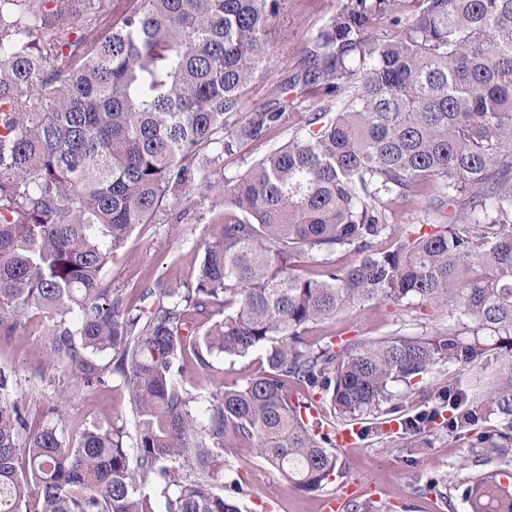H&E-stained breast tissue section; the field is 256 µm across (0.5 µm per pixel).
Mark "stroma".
<instances>
[{
	"label": "stroma",
	"instance_id": "stroma-1",
	"mask_svg": "<svg viewBox=\"0 0 512 512\" xmlns=\"http://www.w3.org/2000/svg\"><path fill=\"white\" fill-rule=\"evenodd\" d=\"M339 0H290L279 23L272 30L273 63L246 90L249 107L274 100L280 86L303 68V47L326 26ZM389 227L377 242L383 250L397 239L428 231L427 217L414 205L392 201L387 205ZM218 230L217 225L144 224L114 255L107 273L130 294L159 282L180 279L194 281L201 260L202 242ZM448 319L431 306L403 305L384 299L358 303L346 308L335 320L312 326L308 344L327 341L342 344L356 339L381 338L392 334L430 335L446 327ZM45 348L38 329H27L11 343H0V365L13 367L20 379L16 395L22 398L33 420H40L45 408L62 403L68 416L67 433L78 437L89 420H120L132 424L128 395L117 383L93 390L69 389L65 401H58L53 386L42 377ZM500 356L492 352L475 367L448 370L440 365L416 385L412 395L397 402H385L376 418L362 421L365 433L358 447L337 454L340 473L328 490L297 492L288 488L279 473L267 463L245 453L233 452L230 461L247 490L240 496L242 512H324L326 499L340 503L369 501L383 512H466L464 488L490 480L512 482V464L495 457L466 459L473 438L469 430L448 431L432 424L420 434L397 428L396 422L409 414L432 413L440 405L438 391L449 379L469 389L489 378L499 368ZM438 479L428 489V479Z\"/></svg>",
	"mask_w": 512,
	"mask_h": 512
}]
</instances>
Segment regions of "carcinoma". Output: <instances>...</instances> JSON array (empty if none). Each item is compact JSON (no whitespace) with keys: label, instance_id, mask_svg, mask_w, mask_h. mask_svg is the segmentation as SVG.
<instances>
[{"label":"carcinoma","instance_id":"obj_1","mask_svg":"<svg viewBox=\"0 0 512 512\" xmlns=\"http://www.w3.org/2000/svg\"><path fill=\"white\" fill-rule=\"evenodd\" d=\"M340 0L281 88L318 106L289 141L224 179V155L262 144L290 104L248 108L274 59L288 0H0V341L32 322L49 363L94 389L118 378L135 435L89 421L78 439L48 407L34 425L0 366V512H240L227 438L288 486L336 480L331 434L301 386L360 420L436 365L498 349L496 384L439 396L453 431L492 416L474 457L512 456V0ZM385 19L381 35L374 21ZM444 217L380 251L385 202ZM221 225L195 282L130 299L106 267L137 226ZM355 254L348 266L331 255ZM306 264L317 276L302 273ZM426 304L434 335L332 341L307 328L352 304ZM264 351L232 387L180 381ZM110 355L106 363L101 355ZM470 512H512V492L472 486Z\"/></svg>","mask_w":512,"mask_h":512}]
</instances>
